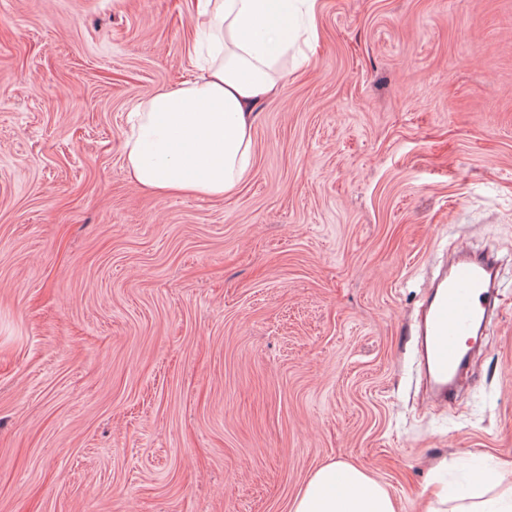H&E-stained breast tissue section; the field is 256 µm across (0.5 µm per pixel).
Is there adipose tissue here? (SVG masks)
I'll list each match as a JSON object with an SVG mask.
<instances>
[{
	"label": "adipose tissue",
	"mask_w": 512,
	"mask_h": 512,
	"mask_svg": "<svg viewBox=\"0 0 512 512\" xmlns=\"http://www.w3.org/2000/svg\"><path fill=\"white\" fill-rule=\"evenodd\" d=\"M318 0H197V26L209 31L206 66L180 87L139 99L128 114L124 168L138 186L160 195L221 199L252 170L256 104L280 83V65L299 32L315 36ZM308 25L298 30L297 14ZM492 496L449 504L435 492L427 512H512V485L494 478ZM289 512H398L389 491L364 470L342 462L318 468Z\"/></svg>",
	"instance_id": "ef3b65f1"
}]
</instances>
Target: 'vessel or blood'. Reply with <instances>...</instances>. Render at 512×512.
Here are the masks:
<instances>
[{
  "mask_svg": "<svg viewBox=\"0 0 512 512\" xmlns=\"http://www.w3.org/2000/svg\"><path fill=\"white\" fill-rule=\"evenodd\" d=\"M499 264L488 253L457 249L431 285L420 325L421 361L435 401L447 405L470 357V342L494 310Z\"/></svg>",
  "mask_w": 512,
  "mask_h": 512,
  "instance_id": "b4317fda",
  "label": "vessel or blood"
}]
</instances>
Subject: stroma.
<instances>
[{"label":"stroma","instance_id":"stroma-1","mask_svg":"<svg viewBox=\"0 0 512 512\" xmlns=\"http://www.w3.org/2000/svg\"><path fill=\"white\" fill-rule=\"evenodd\" d=\"M188 0H0V512H288L319 467L399 512L512 458V0H321L234 197L128 180ZM494 251L453 405L426 284Z\"/></svg>","mask_w":512,"mask_h":512}]
</instances>
